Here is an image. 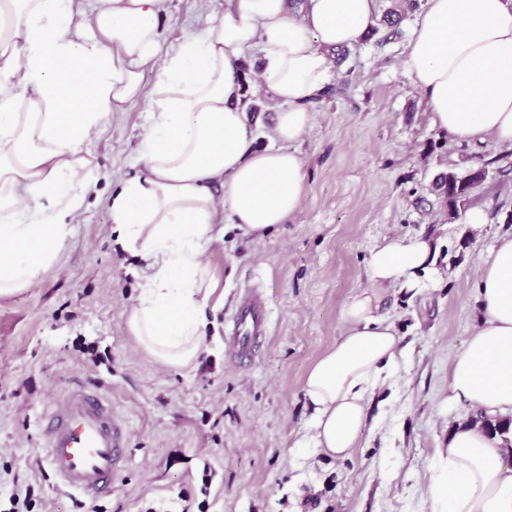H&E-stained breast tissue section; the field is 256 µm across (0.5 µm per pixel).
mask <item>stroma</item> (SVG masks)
<instances>
[{
	"label": "stroma",
	"mask_w": 512,
	"mask_h": 512,
	"mask_svg": "<svg viewBox=\"0 0 512 512\" xmlns=\"http://www.w3.org/2000/svg\"><path fill=\"white\" fill-rule=\"evenodd\" d=\"M204 11L203 0H172L167 46ZM404 44L373 38L335 53L299 142L301 207L272 229L214 236L204 254L216 281L208 348L185 369L161 365L129 335L126 316L152 269L112 232L109 199L143 167L149 95L92 136L100 178L59 263L0 297V512H431L438 451L466 415L441 407L448 367L479 323V267L512 232V150L432 129L401 74ZM481 166L488 176L470 206L484 223L449 220L434 179ZM414 235L431 240L437 263L417 293L379 291L402 353L368 399L359 448L342 460L294 448L309 434L305 377L341 339L345 301L371 288L373 249ZM452 249L463 256L454 266ZM247 286L267 296L272 327L255 363L233 367L224 336ZM66 381L102 387L132 433L124 482L97 500L55 487L42 464L39 421Z\"/></svg>",
	"instance_id": "obj_1"
}]
</instances>
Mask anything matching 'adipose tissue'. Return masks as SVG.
Here are the masks:
<instances>
[{
	"label": "adipose tissue",
	"mask_w": 512,
	"mask_h": 512,
	"mask_svg": "<svg viewBox=\"0 0 512 512\" xmlns=\"http://www.w3.org/2000/svg\"><path fill=\"white\" fill-rule=\"evenodd\" d=\"M171 0H0V296L33 286L54 266L99 174L90 136L155 79L143 134V171L110 201L112 231L147 260L127 318L138 346L168 368L204 351L214 291L202 256L216 224L242 232L285 224L298 212L306 173L297 144L311 105L332 77V54L375 22V0H219L177 50L162 23ZM258 50L247 77L244 59ZM404 76L423 95L434 128L461 144L512 148V0H427L407 39ZM277 109L278 148L253 149L249 86ZM224 188L216 199L211 187ZM435 251L415 235L371 253L376 288L343 305L344 334L312 366L306 447L344 459L356 448L371 390L401 352L378 315L379 290L422 288ZM478 326L448 371V411L512 413V233L483 260ZM432 512H512V454L465 418L441 449Z\"/></svg>",
	"instance_id": "adipose-tissue-1"
}]
</instances>
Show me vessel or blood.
I'll return each instance as SVG.
<instances>
[{
  "instance_id": "1",
  "label": "vessel or blood",
  "mask_w": 512,
  "mask_h": 512,
  "mask_svg": "<svg viewBox=\"0 0 512 512\" xmlns=\"http://www.w3.org/2000/svg\"><path fill=\"white\" fill-rule=\"evenodd\" d=\"M270 325L271 310L263 294L244 289L224 338L227 356L239 364L253 362ZM39 436L52 475L89 499L110 493L126 474L130 454L126 424L101 388L64 386L43 413Z\"/></svg>"
}]
</instances>
